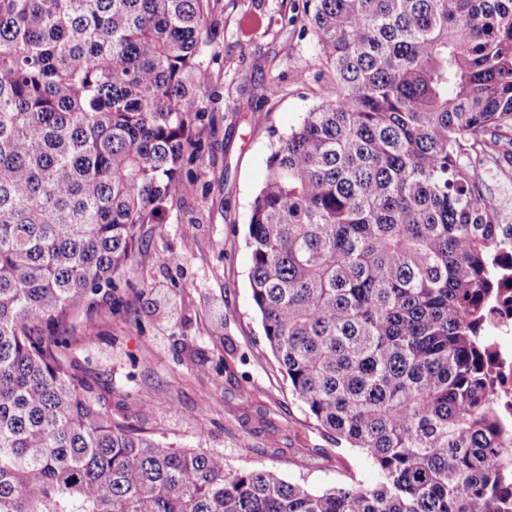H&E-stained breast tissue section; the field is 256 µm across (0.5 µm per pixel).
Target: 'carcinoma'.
Wrapping results in <instances>:
<instances>
[{"label": "carcinoma", "instance_id": "cac0c4a2", "mask_svg": "<svg viewBox=\"0 0 512 512\" xmlns=\"http://www.w3.org/2000/svg\"><path fill=\"white\" fill-rule=\"evenodd\" d=\"M210 0H0V512H512L488 367L512 224V0H306L333 94L251 206L250 286L291 393L370 485L233 469L112 417L53 332L186 195ZM482 173L487 171V190L502 203L506 224H512V165L495 154L484 156Z\"/></svg>", "mask_w": 512, "mask_h": 512}]
</instances>
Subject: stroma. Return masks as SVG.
I'll return each instance as SVG.
<instances>
[{"mask_svg":"<svg viewBox=\"0 0 512 512\" xmlns=\"http://www.w3.org/2000/svg\"><path fill=\"white\" fill-rule=\"evenodd\" d=\"M303 3L211 0L212 79L196 123L203 151L183 166L191 190L163 223L141 228L125 275L131 294L119 302L101 289L89 310L95 339L70 353L113 417L182 448L223 453L230 467L268 465L324 490L377 473L291 394L252 300L245 240L274 147L329 92L297 78L314 53ZM482 168L512 224V164L489 154Z\"/></svg>","mask_w":512,"mask_h":512,"instance_id":"1","label":"stroma"}]
</instances>
